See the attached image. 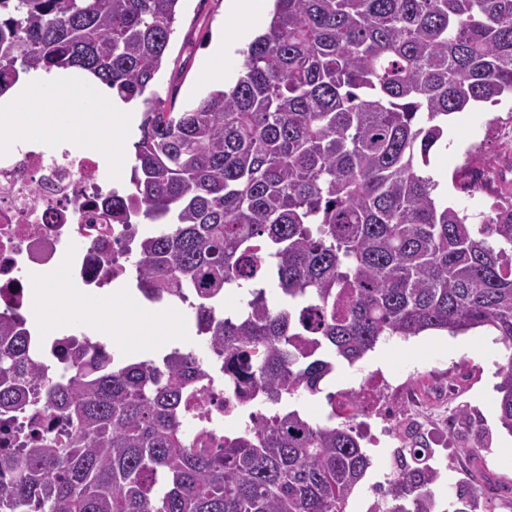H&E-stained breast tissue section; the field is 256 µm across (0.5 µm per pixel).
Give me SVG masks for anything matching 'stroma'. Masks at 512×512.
I'll return each mask as SVG.
<instances>
[{"mask_svg": "<svg viewBox=\"0 0 512 512\" xmlns=\"http://www.w3.org/2000/svg\"><path fill=\"white\" fill-rule=\"evenodd\" d=\"M240 0H183L180 21L173 34L167 60L157 87L166 90L177 78L178 104L188 103L209 90L203 76L207 48L220 27L238 22L246 25L247 14L236 11ZM471 157L477 170L498 175L489 193L456 188L453 173L464 157ZM429 174L441 186L450 206L466 211L473 223H482L496 208L512 202V97L480 103L448 119V133L430 158ZM505 347L487 329L477 328L452 336L429 333L403 353L387 352L382 363L365 358L355 364L337 365L322 384L321 394L301 396L297 407L316 418L331 412L330 392H361L406 408L405 395L423 390L431 381L450 385L451 392L430 413L427 445L441 462L434 497L447 504L457 489L475 493L474 512H512V435L504 430L494 411L498 399L497 371ZM376 439L364 444L371 466L358 490L350 497L347 512H368L376 495L373 485L384 481L393 468L398 440L380 435L377 414L366 418Z\"/></svg>", "mask_w": 512, "mask_h": 512, "instance_id": "1", "label": "stroma"}]
</instances>
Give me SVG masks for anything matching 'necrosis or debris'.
I'll return each mask as SVG.
<instances>
[{
	"instance_id": "necrosis-or-debris-1",
	"label": "necrosis or debris",
	"mask_w": 512,
	"mask_h": 512,
	"mask_svg": "<svg viewBox=\"0 0 512 512\" xmlns=\"http://www.w3.org/2000/svg\"><path fill=\"white\" fill-rule=\"evenodd\" d=\"M91 153L69 142L45 146L34 135L0 148V313L42 333V290L65 285L98 298L104 281H129L139 225L107 224L98 205L111 193Z\"/></svg>"
}]
</instances>
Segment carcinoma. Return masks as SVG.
Instances as JSON below:
<instances>
[{
  "label": "carcinoma",
  "mask_w": 512,
  "mask_h": 512,
  "mask_svg": "<svg viewBox=\"0 0 512 512\" xmlns=\"http://www.w3.org/2000/svg\"><path fill=\"white\" fill-rule=\"evenodd\" d=\"M181 0H0V95L74 68L142 107L130 188L102 217L148 221L135 265L154 299L185 297L205 356L101 353L48 375L0 314V512H346L370 467L343 421L292 408L384 338L497 333L496 414L512 434V205L485 224L427 175L448 116L512 94V0H275L229 90L174 110L152 89ZM247 287L239 312L224 293ZM249 404L215 448L187 427L212 394ZM54 414L40 432L18 423ZM398 449L385 507L432 512L438 473Z\"/></svg>",
  "instance_id": "1"
}]
</instances>
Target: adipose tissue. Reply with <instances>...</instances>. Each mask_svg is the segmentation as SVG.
<instances>
[{"instance_id":"ef3b65f1","label":"adipose tissue","mask_w":512,"mask_h":512,"mask_svg":"<svg viewBox=\"0 0 512 512\" xmlns=\"http://www.w3.org/2000/svg\"><path fill=\"white\" fill-rule=\"evenodd\" d=\"M84 82L74 76L39 75L28 78L11 92L0 97V112H14L10 123L0 128V144H6L31 132L47 138L79 141L91 131L100 133L103 143L112 147L115 158L124 159V147L112 140L113 130L125 127L131 119L133 105L124 103L113 95L109 86L100 84L93 97L83 96ZM78 113V121H69L70 113ZM112 307L118 315L105 322L108 335L122 336L134 332L136 324H143L147 336H174L178 326L174 320H158L143 314L132 320L122 316L126 307L123 291H113Z\"/></svg>"}]
</instances>
